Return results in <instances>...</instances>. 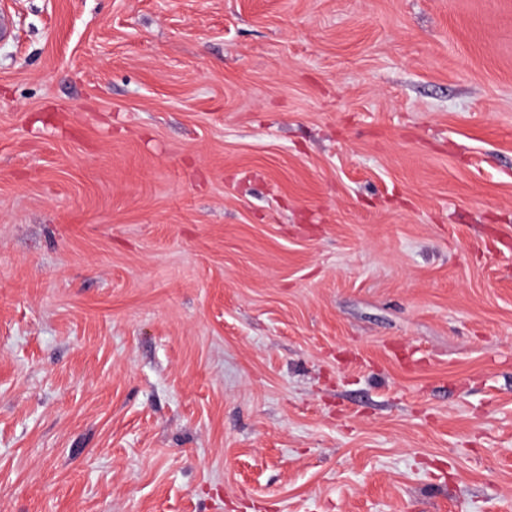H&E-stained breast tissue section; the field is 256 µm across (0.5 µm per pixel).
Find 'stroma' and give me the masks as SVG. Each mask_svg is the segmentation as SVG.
Returning a JSON list of instances; mask_svg holds the SVG:
<instances>
[{
	"mask_svg": "<svg viewBox=\"0 0 512 512\" xmlns=\"http://www.w3.org/2000/svg\"><path fill=\"white\" fill-rule=\"evenodd\" d=\"M0 12V512H512V0Z\"/></svg>",
	"mask_w": 512,
	"mask_h": 512,
	"instance_id": "stroma-1",
	"label": "stroma"
}]
</instances>
